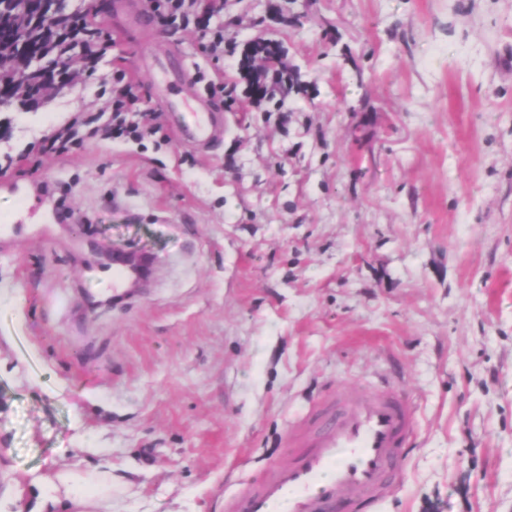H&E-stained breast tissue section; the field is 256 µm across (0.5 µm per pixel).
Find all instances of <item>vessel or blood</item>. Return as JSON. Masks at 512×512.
Instances as JSON below:
<instances>
[{
	"instance_id": "1",
	"label": "vessel or blood",
	"mask_w": 512,
	"mask_h": 512,
	"mask_svg": "<svg viewBox=\"0 0 512 512\" xmlns=\"http://www.w3.org/2000/svg\"><path fill=\"white\" fill-rule=\"evenodd\" d=\"M140 65L157 68L164 109L188 113L178 126L182 142L204 148L223 134L219 111L198 89L183 53L171 48L162 57H141ZM7 188L19 201L9 223H26L43 210L63 220L62 210L38 185L12 181ZM105 276L117 292L134 274L117 259ZM413 437L412 409L394 388L327 392L291 428L286 460L242 483L225 498L224 512H369L397 490L402 456Z\"/></svg>"
}]
</instances>
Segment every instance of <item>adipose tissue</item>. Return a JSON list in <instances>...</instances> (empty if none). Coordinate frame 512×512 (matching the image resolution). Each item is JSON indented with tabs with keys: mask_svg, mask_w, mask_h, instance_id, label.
<instances>
[{
	"mask_svg": "<svg viewBox=\"0 0 512 512\" xmlns=\"http://www.w3.org/2000/svg\"><path fill=\"white\" fill-rule=\"evenodd\" d=\"M52 494H44L41 487L23 486L13 479V489H27L28 512H112V473L94 469L83 478L60 471L51 480Z\"/></svg>",
	"mask_w": 512,
	"mask_h": 512,
	"instance_id": "ef3b65f1",
	"label": "adipose tissue"
}]
</instances>
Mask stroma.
<instances>
[{
  "label": "stroma",
  "mask_w": 512,
  "mask_h": 512,
  "mask_svg": "<svg viewBox=\"0 0 512 512\" xmlns=\"http://www.w3.org/2000/svg\"><path fill=\"white\" fill-rule=\"evenodd\" d=\"M111 0L127 54L149 50ZM306 84L242 98L200 153L91 142L43 158L71 222L0 228V512L11 478L112 469V512H220L287 456L332 388L394 381L416 411L372 512H512V0H230ZM0 109L18 153L96 99ZM82 225L74 234L73 225ZM154 258L88 312L89 243Z\"/></svg>",
  "instance_id": "1"
}]
</instances>
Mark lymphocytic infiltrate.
Listing matches in <instances>:
<instances>
[{
	"label": "lymphocytic infiltrate",
	"mask_w": 512,
	"mask_h": 512,
	"mask_svg": "<svg viewBox=\"0 0 512 512\" xmlns=\"http://www.w3.org/2000/svg\"><path fill=\"white\" fill-rule=\"evenodd\" d=\"M229 0H149L158 27L193 29L206 66H195L194 77L204 92L219 101L249 97L255 108L280 111L292 90L290 69L279 46L255 37L238 44L226 34L224 12ZM33 0H0V84L9 85L10 100L26 112L38 111L76 76L99 78L100 95L108 107L79 109L40 142L38 156L21 152L0 156V175L22 165L39 166L42 157L67 156L90 140L142 141L157 137L162 126L145 111L141 85L119 64L117 43L89 7L50 8L34 18ZM233 61L239 84L224 82V61Z\"/></svg>",
	"instance_id": "f902f5d3"
}]
</instances>
